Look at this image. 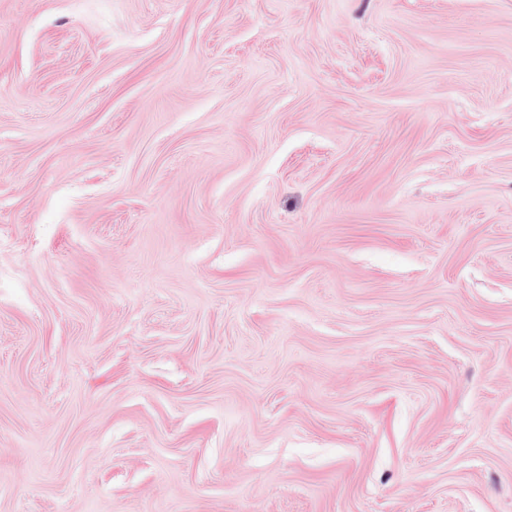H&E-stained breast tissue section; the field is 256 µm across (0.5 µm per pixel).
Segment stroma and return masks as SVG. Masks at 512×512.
Listing matches in <instances>:
<instances>
[{"mask_svg":"<svg viewBox=\"0 0 512 512\" xmlns=\"http://www.w3.org/2000/svg\"><path fill=\"white\" fill-rule=\"evenodd\" d=\"M0 512H512V0H0Z\"/></svg>","mask_w":512,"mask_h":512,"instance_id":"35a3bbf8","label":"stroma"}]
</instances>
